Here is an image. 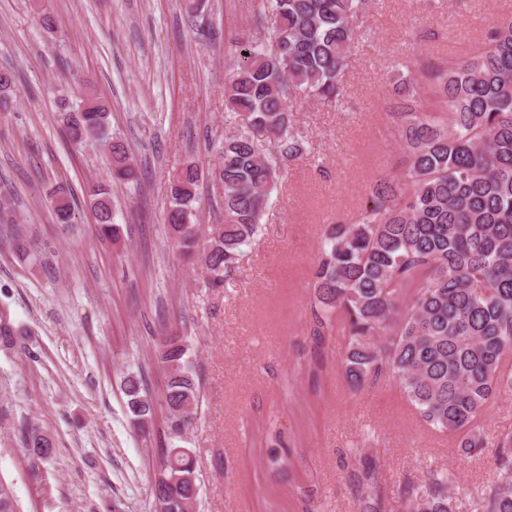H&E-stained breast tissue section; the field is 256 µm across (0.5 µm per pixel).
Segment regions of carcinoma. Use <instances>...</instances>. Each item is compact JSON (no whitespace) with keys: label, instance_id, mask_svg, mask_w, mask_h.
I'll use <instances>...</instances> for the list:
<instances>
[{"label":"carcinoma","instance_id":"carcinoma-1","mask_svg":"<svg viewBox=\"0 0 512 512\" xmlns=\"http://www.w3.org/2000/svg\"><path fill=\"white\" fill-rule=\"evenodd\" d=\"M247 31L227 49L234 63L225 101L237 133L224 139L219 162L203 173L188 161L170 179L164 223L182 255L198 259L204 287L222 288L238 268L244 248L260 230L278 181L288 164L307 154V135L290 106L307 102L337 108L344 72L359 34L353 19L370 0H256ZM434 102L422 105L409 78L395 92L390 110L401 129L407 168L381 177L362 211L327 225L314 262L317 310L313 333L337 322L349 342L340 365L347 384L359 390L388 376L429 426L456 439L458 453L483 450L480 420L488 404L512 396V373L501 368L512 352V22L489 32L488 44L465 61L449 60L428 72ZM20 82L0 68V112L14 109ZM69 142L99 140L107 149V176L131 181L129 146L112 135L106 105L85 87L65 116ZM264 133L271 148L259 151ZM220 186L219 218L199 220L203 181ZM49 200L60 224L76 223L78 204L62 187ZM102 235L117 237L109 185L88 195ZM19 330L0 314V347L14 348ZM190 345L173 336L158 352L167 374L169 436L162 464L172 473H194L190 453L172 454L197 412L200 392L188 360ZM132 420L152 416L154 405L139 376L125 382ZM36 458L53 454L51 438L35 426L20 429ZM281 432L268 433L267 463L277 454ZM498 479L481 491L482 512H512V434L499 439ZM372 477L361 512H383ZM455 484L437 471L428 487L405 484L400 512H455ZM167 512H185V488L168 489ZM0 512H17L12 488L0 482Z\"/></svg>","mask_w":512,"mask_h":512}]
</instances>
